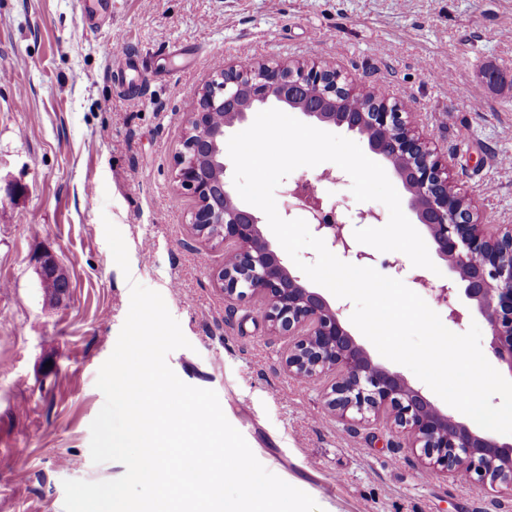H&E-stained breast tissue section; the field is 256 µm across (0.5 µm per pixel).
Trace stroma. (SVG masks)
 Returning a JSON list of instances; mask_svg holds the SVG:
<instances>
[{
  "instance_id": "stroma-1",
  "label": "stroma",
  "mask_w": 512,
  "mask_h": 512,
  "mask_svg": "<svg viewBox=\"0 0 512 512\" xmlns=\"http://www.w3.org/2000/svg\"><path fill=\"white\" fill-rule=\"evenodd\" d=\"M219 61H319L379 89L479 221L512 224V0H0V512H64V480L124 474L89 445L133 281L189 341L171 369L214 390L259 462L323 512H512L510 498L428 475L385 421L347 428L320 385L289 375L288 343L257 303L229 305L215 285L224 250L194 239L195 201L172 171ZM47 251L71 275L54 306Z\"/></svg>"
}]
</instances>
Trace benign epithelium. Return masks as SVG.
<instances>
[{"label": "benign epithelium", "instance_id": "obj_1", "mask_svg": "<svg viewBox=\"0 0 512 512\" xmlns=\"http://www.w3.org/2000/svg\"><path fill=\"white\" fill-rule=\"evenodd\" d=\"M358 97L366 111L339 120L330 106L336 96ZM269 104L298 111L309 121L344 128L366 140L369 151L391 165L407 193L415 223L428 234L450 275L431 284L416 274L413 282L431 287L448 320L459 324L480 314L491 333L497 360L512 373V225L490 229L473 220L471 200L449 186L448 165L426 147L401 106L370 99L342 76L313 61L294 69L278 63L221 68L198 92L188 114L173 178L195 200L189 224L196 239L224 248V266L214 273L233 305L260 301L259 310L275 336L288 338V373L309 383L325 378L326 408L350 425L381 417L392 422L409 447L420 449L425 468L456 481L478 482L493 493L512 497V442L501 443L442 412L399 373L375 363L342 320L343 307L331 305L288 267L281 251L265 238L261 211L241 202L226 177L224 144L233 128ZM224 113V124L212 118ZM282 217L296 209L323 213L325 201L313 182L282 181ZM381 222L382 215L360 210L344 223L320 221L317 234L357 265L375 257L355 249L347 225ZM45 288L70 281L68 270L51 252L39 257Z\"/></svg>", "mask_w": 512, "mask_h": 512}]
</instances>
